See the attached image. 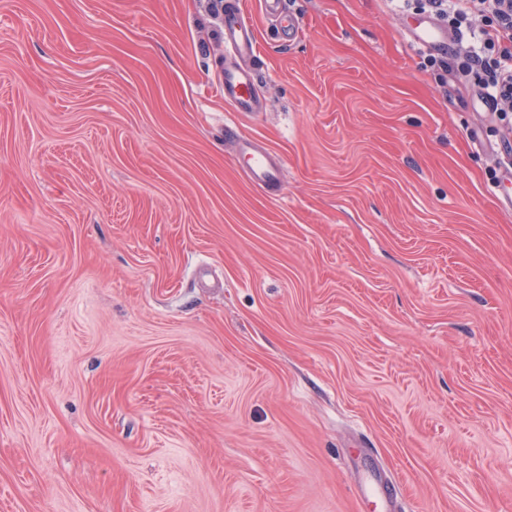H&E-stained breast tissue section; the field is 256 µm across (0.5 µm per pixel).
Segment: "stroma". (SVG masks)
Wrapping results in <instances>:
<instances>
[{
  "label": "stroma",
  "mask_w": 512,
  "mask_h": 512,
  "mask_svg": "<svg viewBox=\"0 0 512 512\" xmlns=\"http://www.w3.org/2000/svg\"><path fill=\"white\" fill-rule=\"evenodd\" d=\"M224 2L0 0V512H512L501 122L386 0H243L234 112ZM224 68L218 77V88L224 103L234 112L258 115L266 111V100L255 79L254 60L258 42L251 22L236 0L224 4ZM263 12L272 16L281 27L297 32L298 27L292 14L288 12L286 0H261ZM236 148L239 154L247 158L245 172L250 181L271 197L280 196L282 190L281 161L267 152L257 141L251 139H238ZM254 149H258V151Z\"/></svg>",
  "instance_id": "35a3bbf8"
}]
</instances>
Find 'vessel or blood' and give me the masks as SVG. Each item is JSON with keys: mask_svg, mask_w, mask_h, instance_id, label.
<instances>
[{"mask_svg": "<svg viewBox=\"0 0 512 512\" xmlns=\"http://www.w3.org/2000/svg\"><path fill=\"white\" fill-rule=\"evenodd\" d=\"M263 12L272 16L281 27L296 31L297 24L289 12L286 0H261ZM224 67L218 77V88L226 105L233 111L257 115L266 109V100L260 94L255 79L254 60L258 42L251 22L245 17L238 0L224 4ZM408 43L425 51L451 47L452 41L445 28L430 19L420 20L404 31ZM239 154L247 159L246 174L250 181L269 194L280 196L282 164L257 141L241 139L236 143Z\"/></svg>", "mask_w": 512, "mask_h": 512, "instance_id": "1", "label": "vessel or blood"}]
</instances>
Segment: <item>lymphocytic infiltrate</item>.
<instances>
[{"instance_id":"f902f5d3","label":"lymphocytic infiltrate","mask_w":512,"mask_h":512,"mask_svg":"<svg viewBox=\"0 0 512 512\" xmlns=\"http://www.w3.org/2000/svg\"><path fill=\"white\" fill-rule=\"evenodd\" d=\"M423 13L438 19L457 43L454 53H430L424 65L447 71L461 60L467 85L498 117L512 112V0H424Z\"/></svg>"}]
</instances>
